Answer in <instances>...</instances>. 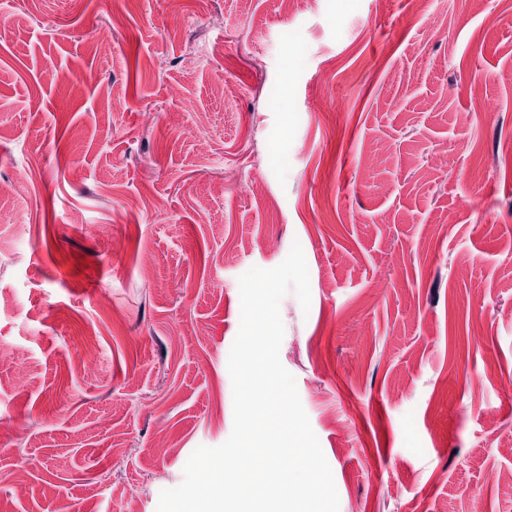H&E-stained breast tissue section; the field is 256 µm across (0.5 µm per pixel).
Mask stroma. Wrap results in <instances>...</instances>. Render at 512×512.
<instances>
[{
  "label": "stroma",
  "mask_w": 512,
  "mask_h": 512,
  "mask_svg": "<svg viewBox=\"0 0 512 512\" xmlns=\"http://www.w3.org/2000/svg\"><path fill=\"white\" fill-rule=\"evenodd\" d=\"M10 182L0 512H157L296 242L279 358L339 512H512V0H0Z\"/></svg>",
  "instance_id": "35a3bbf8"
}]
</instances>
